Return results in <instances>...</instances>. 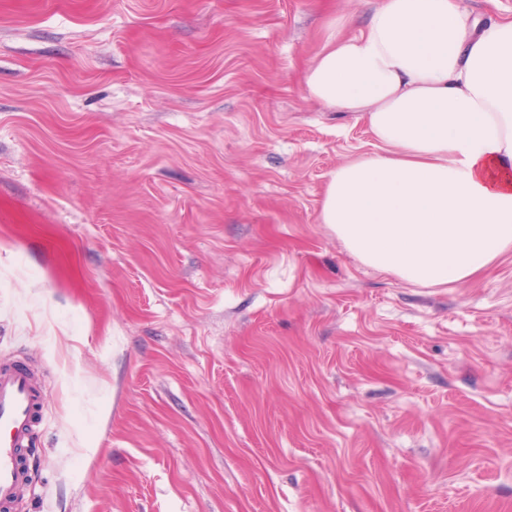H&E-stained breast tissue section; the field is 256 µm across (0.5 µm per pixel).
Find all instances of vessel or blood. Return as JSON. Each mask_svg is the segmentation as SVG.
<instances>
[{
	"instance_id": "vessel-or-blood-1",
	"label": "vessel or blood",
	"mask_w": 512,
	"mask_h": 512,
	"mask_svg": "<svg viewBox=\"0 0 512 512\" xmlns=\"http://www.w3.org/2000/svg\"><path fill=\"white\" fill-rule=\"evenodd\" d=\"M45 395L44 381L34 369L0 363V512H13L25 494L27 458Z\"/></svg>"
}]
</instances>
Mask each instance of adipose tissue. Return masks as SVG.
<instances>
[{
	"mask_svg": "<svg viewBox=\"0 0 512 512\" xmlns=\"http://www.w3.org/2000/svg\"><path fill=\"white\" fill-rule=\"evenodd\" d=\"M303 82L380 148L338 167L319 209L361 263L445 287L512 252V22H479L458 0H372Z\"/></svg>",
	"mask_w": 512,
	"mask_h": 512,
	"instance_id": "obj_1",
	"label": "adipose tissue"
}]
</instances>
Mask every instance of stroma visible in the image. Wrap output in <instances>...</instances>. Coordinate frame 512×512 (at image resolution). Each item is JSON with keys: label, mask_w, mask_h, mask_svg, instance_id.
Instances as JSON below:
<instances>
[{"label": "stroma", "mask_w": 512, "mask_h": 512, "mask_svg": "<svg viewBox=\"0 0 512 512\" xmlns=\"http://www.w3.org/2000/svg\"><path fill=\"white\" fill-rule=\"evenodd\" d=\"M357 0H0L17 512H512V253L423 288L319 207L374 153L302 74ZM43 378L14 362L0 363V510L12 512L28 481L27 458L42 421Z\"/></svg>", "instance_id": "35a3bbf8"}]
</instances>
